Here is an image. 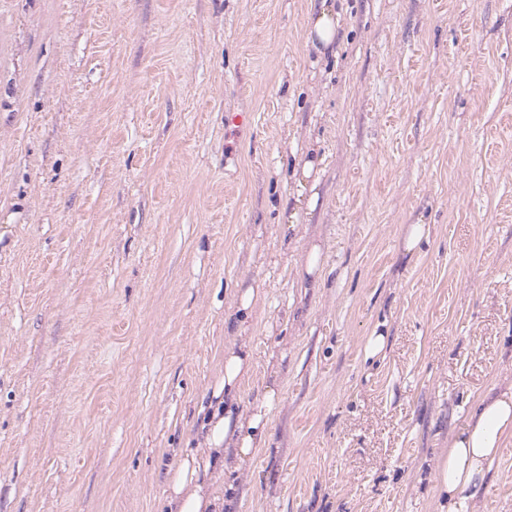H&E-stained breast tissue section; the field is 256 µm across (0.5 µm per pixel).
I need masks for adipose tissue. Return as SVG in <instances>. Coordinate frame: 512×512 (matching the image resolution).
Masks as SVG:
<instances>
[{
  "label": "adipose tissue",
  "mask_w": 512,
  "mask_h": 512,
  "mask_svg": "<svg viewBox=\"0 0 512 512\" xmlns=\"http://www.w3.org/2000/svg\"><path fill=\"white\" fill-rule=\"evenodd\" d=\"M340 14L333 0H310L306 44L318 55L333 51ZM320 160L309 154L294 190L289 193L286 223H298L317 205L311 179ZM254 367L247 343L224 348V373L212 386L211 411L200 430L197 448L187 449L167 477L170 512H234L236 479L254 454L266 447L269 416L276 391L266 388L262 398L241 409V394ZM512 441V386L491 389L471 406L465 426L448 443L447 455L436 464L438 512H473L484 493L488 474L505 442Z\"/></svg>",
  "instance_id": "adipose-tissue-1"
}]
</instances>
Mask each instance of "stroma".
<instances>
[{
  "label": "stroma",
  "mask_w": 512,
  "mask_h": 512,
  "mask_svg": "<svg viewBox=\"0 0 512 512\" xmlns=\"http://www.w3.org/2000/svg\"><path fill=\"white\" fill-rule=\"evenodd\" d=\"M336 6L319 58L309 0H0V512H163L252 283L243 401L278 394L240 512H436L512 385V0ZM475 512H512V442ZM308 158L304 160L300 177L296 181L295 189L288 194L283 209L282 217L286 223L296 224L299 222L301 214H309L317 205L318 192L315 190L317 186V176L313 178V182L309 184L313 175L319 171L320 158H317L316 153L309 151ZM293 202L288 213L289 203ZM431 233V227L427 224H411L402 239L400 256H408L407 260L419 249L423 241H427ZM323 261L322 251L318 245H314L308 255L303 274L300 275L302 282L307 281L305 288H321L323 285ZM238 289V304L234 312L227 314L226 319L224 317V323L226 322L229 327L233 326L234 324L237 325L238 336L241 337L240 333L246 330V317L251 312L253 305L259 299L261 294L260 290L262 288H254L252 285H248L246 288ZM235 314H239V317L236 319L238 323H236L234 320V317H236ZM243 316L245 317L243 318Z\"/></svg>",
  "instance_id": "stroma-1"
}]
</instances>
